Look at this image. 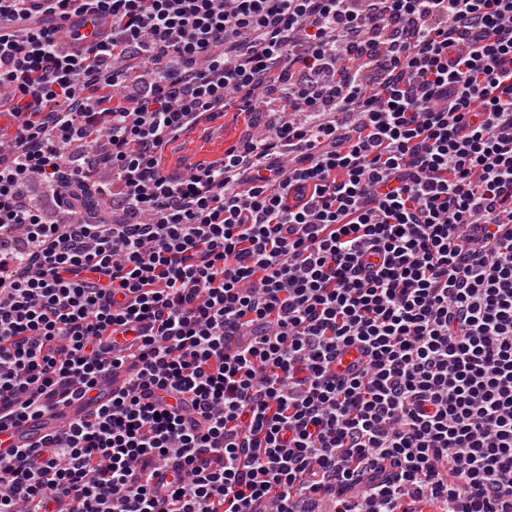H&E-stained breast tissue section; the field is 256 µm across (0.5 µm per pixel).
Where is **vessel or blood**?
<instances>
[{"label": "vessel or blood", "instance_id": "vessel-or-blood-1", "mask_svg": "<svg viewBox=\"0 0 512 512\" xmlns=\"http://www.w3.org/2000/svg\"><path fill=\"white\" fill-rule=\"evenodd\" d=\"M112 31L110 16L96 14H73L58 26L55 39L59 46L67 52L80 54L89 47L105 40ZM111 388L96 390L91 400H78L70 405L46 413L40 418L25 420L10 425L0 432V457L6 458L17 448L34 445L44 437L59 432L73 415L83 412L89 401L104 403L111 395Z\"/></svg>", "mask_w": 512, "mask_h": 512}]
</instances>
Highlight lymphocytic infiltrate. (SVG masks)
Returning a JSON list of instances; mask_svg holds the SVG:
<instances>
[{
	"instance_id": "1",
	"label": "lymphocytic infiltrate",
	"mask_w": 512,
	"mask_h": 512,
	"mask_svg": "<svg viewBox=\"0 0 512 512\" xmlns=\"http://www.w3.org/2000/svg\"><path fill=\"white\" fill-rule=\"evenodd\" d=\"M354 2L0 0V512H512V0ZM111 31L112 18L108 15L72 14L58 26L55 39L65 51L81 54L105 40ZM232 104L227 112L216 115L211 120L203 121L188 137L172 143L168 150L174 159L188 164L210 158L224 151V142L238 138L246 132L248 117L245 112L237 113ZM112 393V379L102 391L96 390L83 399L72 404L46 413L40 418L16 422L7 430L0 432V457L7 458L16 448L35 445L44 437L59 432L69 418L83 412L90 401L95 398L94 406L98 407L108 400Z\"/></svg>"
}]
</instances>
